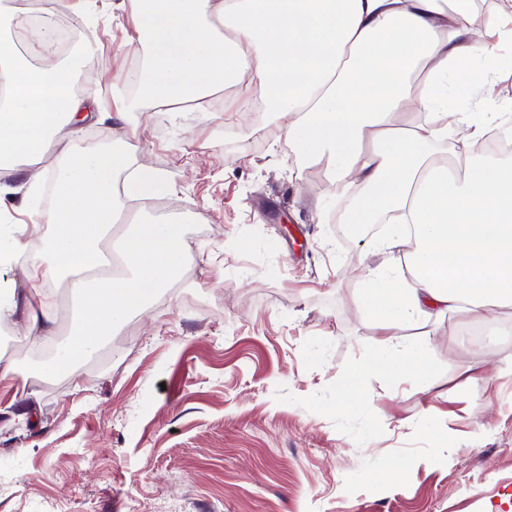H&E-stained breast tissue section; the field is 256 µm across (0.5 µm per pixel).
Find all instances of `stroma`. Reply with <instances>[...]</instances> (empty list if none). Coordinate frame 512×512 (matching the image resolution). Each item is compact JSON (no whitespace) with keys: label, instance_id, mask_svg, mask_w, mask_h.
<instances>
[{"label":"stroma","instance_id":"35a3bbf8","mask_svg":"<svg viewBox=\"0 0 512 512\" xmlns=\"http://www.w3.org/2000/svg\"><path fill=\"white\" fill-rule=\"evenodd\" d=\"M78 8L98 46L79 85L125 95L123 74L143 63L126 4L57 5ZM233 101L138 114L126 151L171 191L128 210L182 221L185 263L81 365L82 392L41 373L25 305L0 324V358L27 376L0 388V512H512V381L463 382L480 360L511 364L512 334L490 323L476 342L462 333L474 319H454L456 339H432L423 393L366 371L381 331L349 297L371 244L332 232L352 190L276 140V112ZM351 377L363 400L345 409ZM24 411L36 424L22 431ZM426 413L441 433H424ZM391 458L411 462L403 481H363Z\"/></svg>","mask_w":512,"mask_h":512}]
</instances>
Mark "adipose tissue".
Wrapping results in <instances>:
<instances>
[{"mask_svg":"<svg viewBox=\"0 0 512 512\" xmlns=\"http://www.w3.org/2000/svg\"><path fill=\"white\" fill-rule=\"evenodd\" d=\"M146 52L140 92L123 98L125 129L111 150L85 142L81 112L111 120L109 105L74 90L95 47L74 15L73 52L55 60L41 28L36 59L14 52L15 7L0 2V169L54 168L53 204L40 206L37 180L23 186L31 231L0 214V269L21 267L28 284L25 338L49 349L47 376H76L108 340L184 266L182 226L138 225L120 256L119 276L102 275L101 246L126 204L167 193L166 176L131 172L124 145L143 103L177 106L257 82L280 115L278 136L307 165H325L358 184L346 224L394 212L400 226L372 247L374 265L351 303L383 331L371 371H404L415 391L431 379L429 340L404 343L431 319L485 320L512 307V159L474 154L499 113L478 104L500 70L504 22L469 26L472 0H129ZM423 111V124L391 128L389 114ZM458 136L467 150L437 162L431 144ZM69 279L81 318L55 341L56 285Z\"/></svg>","mask_w":512,"mask_h":512,"instance_id":"1","label":"adipose tissue"}]
</instances>
